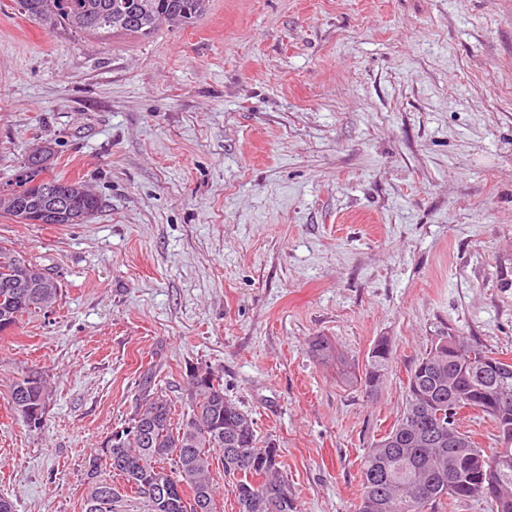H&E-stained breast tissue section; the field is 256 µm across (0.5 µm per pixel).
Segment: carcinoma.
<instances>
[{
    "instance_id": "cac0c4a2",
    "label": "carcinoma",
    "mask_w": 512,
    "mask_h": 512,
    "mask_svg": "<svg viewBox=\"0 0 512 512\" xmlns=\"http://www.w3.org/2000/svg\"><path fill=\"white\" fill-rule=\"evenodd\" d=\"M208 0H18L23 12L44 30L66 27L74 32L110 30L150 36L159 23L186 26L205 12ZM52 148L25 158L18 173L28 187L13 197H0V214L27 224H85L102 208L101 199L79 181L50 172ZM60 283L49 269L0 245V328L16 326L26 314L51 307ZM314 357L328 363L338 357L326 336L309 344ZM389 340L377 339L364 367L349 375L372 397L392 363ZM508 362L470 339L448 333L410 369L405 406L391 429L374 442L361 460V496L357 512H439L449 501L487 499L494 512H512V391L485 389L479 373L486 361ZM51 390L41 380L29 386L17 380L11 390L18 411L32 403L47 407ZM152 378L141 385V403L127 426L113 430L88 458L91 479L85 512H112L120 487L96 479L106 467L149 506L148 512H188L193 504L218 512L213 483L214 459L232 480L239 512H298L288 480L279 470V448L259 444L251 415L224 394V384L208 369L189 372L181 417ZM487 416L498 433L500 448L487 455L467 432L453 423L458 440L432 453L424 439L435 426H448L462 408Z\"/></svg>"
}]
</instances>
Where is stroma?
I'll use <instances>...</instances> for the list:
<instances>
[{"instance_id":"obj_1","label":"stroma","mask_w":512,"mask_h":512,"mask_svg":"<svg viewBox=\"0 0 512 512\" xmlns=\"http://www.w3.org/2000/svg\"><path fill=\"white\" fill-rule=\"evenodd\" d=\"M44 141L104 208L0 216L61 285L0 338L15 512H85L88 455L143 375L180 411L205 366L300 512H356L433 336L512 359V0H210L146 38L49 32L0 0V183ZM383 336L370 399L345 375ZM31 374L52 390L38 429L10 401Z\"/></svg>"}]
</instances>
